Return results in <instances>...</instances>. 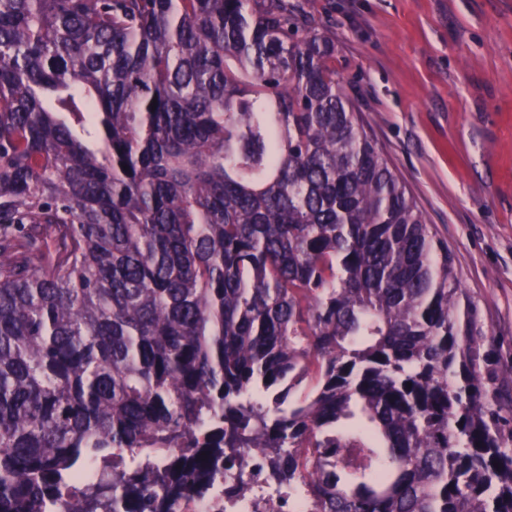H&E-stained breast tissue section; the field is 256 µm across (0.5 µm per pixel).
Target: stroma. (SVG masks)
<instances>
[{"mask_svg":"<svg viewBox=\"0 0 512 512\" xmlns=\"http://www.w3.org/2000/svg\"><path fill=\"white\" fill-rule=\"evenodd\" d=\"M453 258L481 401L512 446V0H289Z\"/></svg>","mask_w":512,"mask_h":512,"instance_id":"35a3bbf8","label":"stroma"}]
</instances>
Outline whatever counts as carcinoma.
<instances>
[{"mask_svg": "<svg viewBox=\"0 0 512 512\" xmlns=\"http://www.w3.org/2000/svg\"><path fill=\"white\" fill-rule=\"evenodd\" d=\"M335 58L288 0H0V512L253 461L308 512H512L452 258Z\"/></svg>", "mask_w": 512, "mask_h": 512, "instance_id": "obj_1", "label": "carcinoma"}]
</instances>
